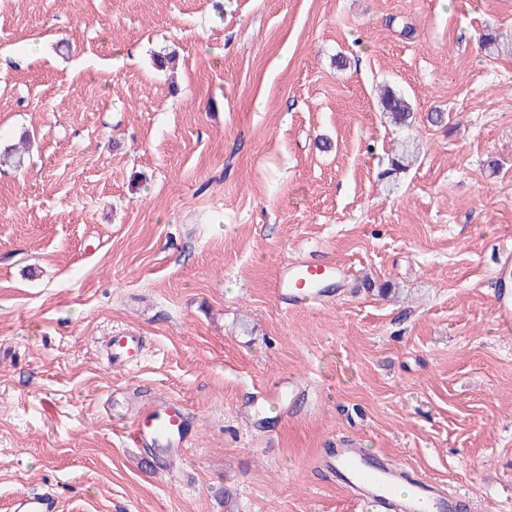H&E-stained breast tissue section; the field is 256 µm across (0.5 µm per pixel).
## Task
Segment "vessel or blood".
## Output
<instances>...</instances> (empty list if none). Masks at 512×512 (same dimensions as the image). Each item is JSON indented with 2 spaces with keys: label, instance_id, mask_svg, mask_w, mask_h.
Masks as SVG:
<instances>
[{
  "label": "vessel or blood",
  "instance_id": "vessel-or-blood-1",
  "mask_svg": "<svg viewBox=\"0 0 512 512\" xmlns=\"http://www.w3.org/2000/svg\"><path fill=\"white\" fill-rule=\"evenodd\" d=\"M342 275L327 262L296 259L281 266L277 294L288 306L323 302L326 292ZM500 335H512V292L502 291L497 308ZM114 363L132 368L145 356V343L134 333L113 336L109 345ZM131 438L135 445L167 455H180L186 430L182 408L172 400H155L135 407ZM318 465L336 473L353 497L372 512H470L463 494L439 487L427 478L389 460L364 453L351 441L323 449ZM18 512H59L51 494L25 493L17 501Z\"/></svg>",
  "mask_w": 512,
  "mask_h": 512
}]
</instances>
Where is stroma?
I'll return each instance as SVG.
<instances>
[{"instance_id": "obj_1", "label": "stroma", "mask_w": 512, "mask_h": 512, "mask_svg": "<svg viewBox=\"0 0 512 512\" xmlns=\"http://www.w3.org/2000/svg\"><path fill=\"white\" fill-rule=\"evenodd\" d=\"M384 84L419 147L393 180ZM26 130L0 168V512H366L314 464L340 438L512 512V0H0V151ZM299 257L349 276L289 310ZM288 377L303 399L252 409ZM135 396L185 405L182 457L134 447ZM382 108L388 112L395 124L401 127H409L412 122L413 112L408 100L400 94L391 90L383 93L381 100ZM497 325L500 335L510 338L512 335V293L504 288L497 308ZM110 356L114 363L133 368L140 364L145 356V343L142 336L135 333H121L112 336L109 345ZM15 510L19 512H58L59 505L57 499L49 493H25L18 498Z\"/></svg>"}]
</instances>
